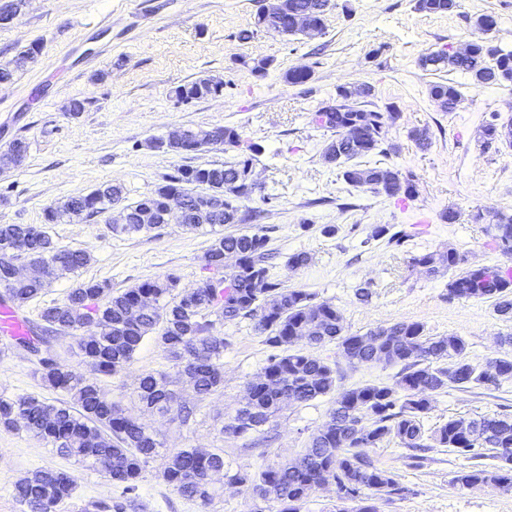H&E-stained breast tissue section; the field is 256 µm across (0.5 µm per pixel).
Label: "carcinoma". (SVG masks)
Segmentation results:
<instances>
[{
  "mask_svg": "<svg viewBox=\"0 0 512 512\" xmlns=\"http://www.w3.org/2000/svg\"><path fill=\"white\" fill-rule=\"evenodd\" d=\"M330 2L280 0L270 26L280 34L318 39L324 35ZM458 7V0H415V9L425 14H450ZM37 53L34 44L19 52L14 69L0 71V83L11 81ZM418 64L426 71L466 75L477 87H512V50L484 38L472 41L462 51L428 53ZM223 88L220 81L200 78L176 87L174 95L189 102L217 96ZM429 94L444 112L456 111L462 102L458 85L451 81L432 83ZM371 96L369 85L354 90L340 87L334 103L315 112L316 125L336 134L323 159L341 169L344 182L354 188L411 200L418 194L412 174L380 164L356 163L386 152V129L399 118L397 112L372 108ZM184 136L188 154L212 146L219 136L239 153L234 161L220 165L181 167L151 195L133 203H125L122 187L103 183L86 195L47 208L42 224H0V287L15 306H26L44 294L58 273H76L91 262L88 252L60 246L52 235V225L108 214L117 204L126 212V223L111 225L113 234L150 233L163 226L160 213L172 192L188 199L187 229L208 228L215 234L204 256L205 266L224 271V276L206 277L196 287L181 291L179 277L170 273L118 294L112 293L106 280L76 281L64 302L41 308L40 323L33 327L32 335L15 342L29 353L44 350L36 373L42 385L65 394L66 399L51 402L28 394L1 396L0 427L22 429L57 455L97 470L116 483L120 495L92 503L96 512L135 508L142 474L158 458L162 459L160 474L166 485L197 503L202 512H209L218 496L212 476L220 473L225 483L275 506L274 512H300L305 499L328 484L336 487V512H377L373 500L403 491L395 475L379 468L369 455L370 449L390 440L412 450H424L431 442L474 459L489 456L495 464L475 466L456 476L455 482L467 488L493 485L512 489V413L450 418L430 432L423 424L439 391L471 385L497 387L512 379V336L501 339L510 350L487 360L496 368L492 376L470 362L463 337L429 336L420 322L400 321L363 334L350 332L335 305L317 302L312 294L285 288L272 279L262 229L216 232L226 224H246L261 217L259 211L240 205L254 194L248 180L261 146L244 143L234 126L188 128ZM481 137L484 146L507 143L512 147V123H500L493 114L483 125ZM27 151L25 141H12L0 151V166L21 164ZM486 233L502 254L512 256V213L497 214L496 223L489 225ZM226 255L238 258L239 270L225 269ZM22 259L43 267L44 274L15 276ZM412 265L434 277L448 276L449 295L490 300L501 319L512 321V275L499 267H466L452 249L414 256ZM243 319L254 321L255 331L280 353L271 355L261 373L248 383L239 406L224 422V437L255 433L257 442L267 443L284 404H306L333 396L328 420L292 460L241 471L225 464L220 449L184 448L169 454L163 451L160 436L123 413L101 384V378L121 373L144 339L152 336L173 362L175 372L143 375L137 397L146 408L170 414L187 425L196 417V408L178 402L173 384L185 382L202 399L222 389L224 350L230 345L222 327ZM88 326L94 331L77 335ZM66 336L77 338L84 368L73 367L53 348L51 340ZM332 342L353 362L401 366L396 381L341 387L335 368L312 353ZM75 486L74 476L67 471L37 468L15 483L13 493L24 512H59Z\"/></svg>",
  "mask_w": 512,
  "mask_h": 512,
  "instance_id": "carcinoma-1",
  "label": "carcinoma"
}]
</instances>
